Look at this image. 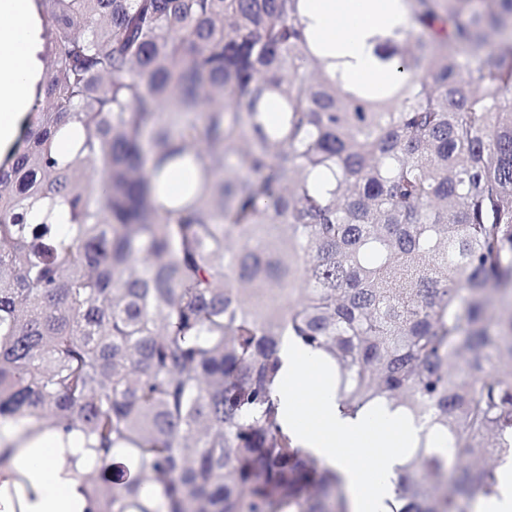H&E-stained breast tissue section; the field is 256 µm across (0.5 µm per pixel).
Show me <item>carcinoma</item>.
<instances>
[{
	"mask_svg": "<svg viewBox=\"0 0 512 512\" xmlns=\"http://www.w3.org/2000/svg\"><path fill=\"white\" fill-rule=\"evenodd\" d=\"M32 2L37 121L0 161V427L80 428L95 512H351L283 426L293 336L345 411L384 400L422 427L389 512L498 495L512 0H404L409 29L374 50L398 75L369 85L316 53L299 0ZM45 199L69 234L29 223Z\"/></svg>",
	"mask_w": 512,
	"mask_h": 512,
	"instance_id": "1",
	"label": "carcinoma"
}]
</instances>
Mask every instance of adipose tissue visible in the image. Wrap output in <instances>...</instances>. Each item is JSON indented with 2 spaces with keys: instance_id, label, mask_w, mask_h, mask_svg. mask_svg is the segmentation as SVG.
<instances>
[{
  "instance_id": "ef3b65f1",
  "label": "adipose tissue",
  "mask_w": 512,
  "mask_h": 512,
  "mask_svg": "<svg viewBox=\"0 0 512 512\" xmlns=\"http://www.w3.org/2000/svg\"><path fill=\"white\" fill-rule=\"evenodd\" d=\"M302 14L325 55L341 58L346 81L373 82L375 36L406 26L402 0H302ZM32 0H0V156L18 140L41 62ZM12 452L0 466V512H94L82 477L95 452L78 430L19 424L0 432Z\"/></svg>"
}]
</instances>
